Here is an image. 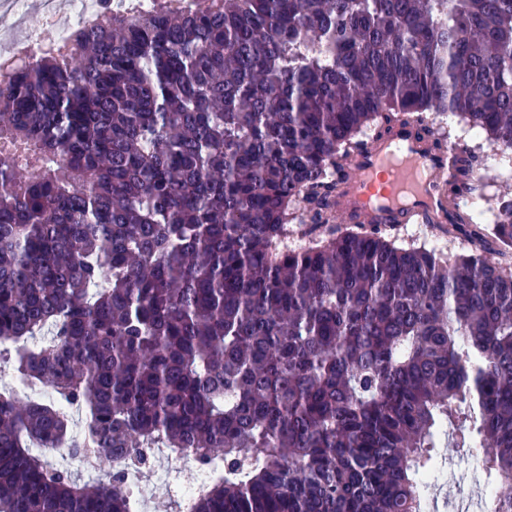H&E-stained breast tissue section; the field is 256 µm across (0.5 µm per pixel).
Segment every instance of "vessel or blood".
I'll return each instance as SVG.
<instances>
[{
	"label": "vessel or blood",
	"instance_id": "vessel-or-blood-1",
	"mask_svg": "<svg viewBox=\"0 0 512 512\" xmlns=\"http://www.w3.org/2000/svg\"><path fill=\"white\" fill-rule=\"evenodd\" d=\"M463 144L432 147L428 134L413 124L392 123L347 160L348 176L338 186L340 220L389 224L448 221V181Z\"/></svg>",
	"mask_w": 512,
	"mask_h": 512
}]
</instances>
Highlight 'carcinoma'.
<instances>
[{
    "label": "carcinoma",
    "instance_id": "carcinoma-1",
    "mask_svg": "<svg viewBox=\"0 0 512 512\" xmlns=\"http://www.w3.org/2000/svg\"><path fill=\"white\" fill-rule=\"evenodd\" d=\"M430 112L512 148V0H205L107 14L0 81V512H135L83 442L224 452L188 512H422L442 437L512 512V199L453 260L333 213L361 134ZM481 157L456 168L471 197ZM304 206L326 227L278 241ZM309 224H300L299 221L288 224V233L281 239L278 246L279 249H302L311 243V237L308 236Z\"/></svg>",
    "mask_w": 512,
    "mask_h": 512
}]
</instances>
